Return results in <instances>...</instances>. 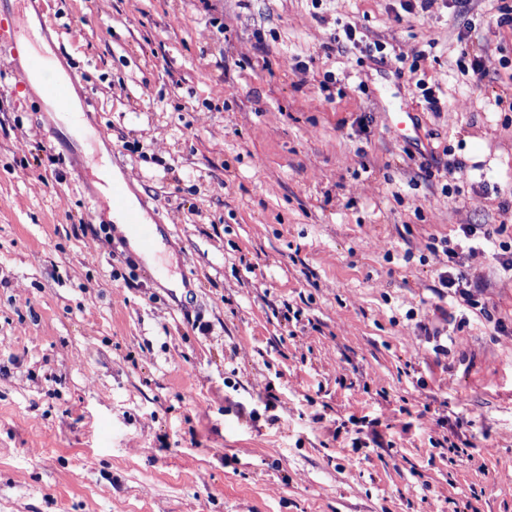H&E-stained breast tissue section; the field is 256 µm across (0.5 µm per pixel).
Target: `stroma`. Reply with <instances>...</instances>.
Listing matches in <instances>:
<instances>
[{
  "instance_id": "1",
  "label": "stroma",
  "mask_w": 512,
  "mask_h": 512,
  "mask_svg": "<svg viewBox=\"0 0 512 512\" xmlns=\"http://www.w3.org/2000/svg\"><path fill=\"white\" fill-rule=\"evenodd\" d=\"M505 6L33 0L175 260L0 52V512H512ZM466 224L499 243L447 254ZM101 156L100 163L95 164V175L102 181V183L97 185L102 193H107L111 187L112 191L108 195L91 196L94 207L100 212L122 211L125 216L120 212H110L108 214V218L113 221L116 230L128 239L130 248L135 251V242L129 236L127 226L132 231L139 249L145 253L152 252L155 247L157 224L146 223V216L141 211L140 214L137 209L130 206L128 183L125 181L124 183L112 184L114 180H121V174L116 167L112 166L104 148L101 149ZM439 283L441 287L444 288H456V292L464 297V299L468 303L472 302V290L470 288H483L484 286L478 283L469 282L463 275L454 274L451 271L444 273V275H440ZM469 288V289H468Z\"/></svg>"
}]
</instances>
